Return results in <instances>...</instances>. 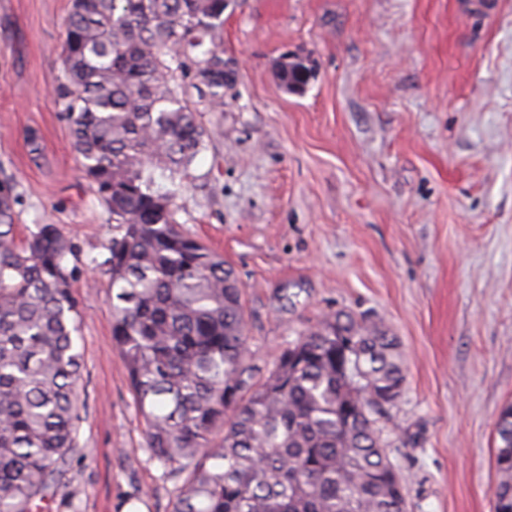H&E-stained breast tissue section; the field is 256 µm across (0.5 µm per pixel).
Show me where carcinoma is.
Listing matches in <instances>:
<instances>
[{"mask_svg":"<svg viewBox=\"0 0 512 512\" xmlns=\"http://www.w3.org/2000/svg\"><path fill=\"white\" fill-rule=\"evenodd\" d=\"M225 0H75L65 21L62 119L80 171L119 225L97 266L112 337L151 458L184 477L172 512H402L405 477L382 428L404 382L396 338L323 316L264 377L248 361L242 286L175 221V179L204 145L188 87L224 105ZM283 60L292 93L304 59ZM71 242L41 224L17 240L0 186V512H43L79 448L80 313ZM224 429L214 444L211 433ZM494 512H512V404L496 422Z\"/></svg>","mask_w":512,"mask_h":512,"instance_id":"cac0c4a2","label":"carcinoma"}]
</instances>
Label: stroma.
<instances>
[{
	"mask_svg": "<svg viewBox=\"0 0 512 512\" xmlns=\"http://www.w3.org/2000/svg\"><path fill=\"white\" fill-rule=\"evenodd\" d=\"M71 0H0V184L18 238L75 246L79 448L46 512H171L113 346L98 263L120 230L83 177L57 78ZM235 72L203 111L175 219L243 287L260 372L347 311L398 337L387 452L408 512H494L495 423L512 403V0H227ZM305 58L289 92L276 67ZM290 62L294 63V67L289 69L288 56L281 62L279 68V78L285 88L292 93H302L311 78L309 76L311 67L306 64L304 59L294 57Z\"/></svg>",
	"mask_w": 512,
	"mask_h": 512,
	"instance_id": "35a3bbf8",
	"label": "stroma"
}]
</instances>
